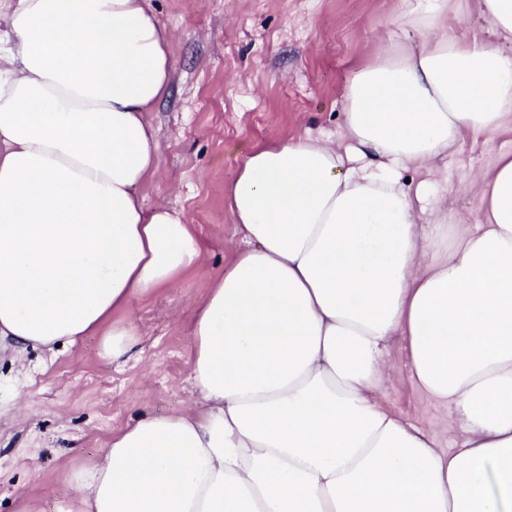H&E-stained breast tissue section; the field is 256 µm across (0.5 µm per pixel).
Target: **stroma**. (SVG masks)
Masks as SVG:
<instances>
[{
  "instance_id": "1",
  "label": "stroma",
  "mask_w": 512,
  "mask_h": 512,
  "mask_svg": "<svg viewBox=\"0 0 512 512\" xmlns=\"http://www.w3.org/2000/svg\"><path fill=\"white\" fill-rule=\"evenodd\" d=\"M172 32L169 92L151 114L159 174L140 190L195 225L197 264L166 287L137 298L101 333L57 353L29 350L17 362L0 351V512H65V473L98 456L115 433L144 415L186 410L192 397L189 309L230 260L233 217L224 187L252 148L305 131L332 133L341 122L348 78L401 0H148ZM512 131L465 139L448 158L457 223H474L481 188L474 172ZM133 347L105 353L113 326ZM392 375L373 399L404 421L443 429L452 448V412L418 391L402 341Z\"/></svg>"
}]
</instances>
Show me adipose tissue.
<instances>
[{
  "label": "adipose tissue",
  "mask_w": 512,
  "mask_h": 512,
  "mask_svg": "<svg viewBox=\"0 0 512 512\" xmlns=\"http://www.w3.org/2000/svg\"><path fill=\"white\" fill-rule=\"evenodd\" d=\"M337 134L256 146L224 188L232 260L191 315L194 398L68 473V512H512V152L460 229L441 175L512 128V52L402 0ZM171 33L146 0H0V347H68L196 265L138 189ZM401 339L439 434L374 402Z\"/></svg>",
  "instance_id": "obj_1"
}]
</instances>
